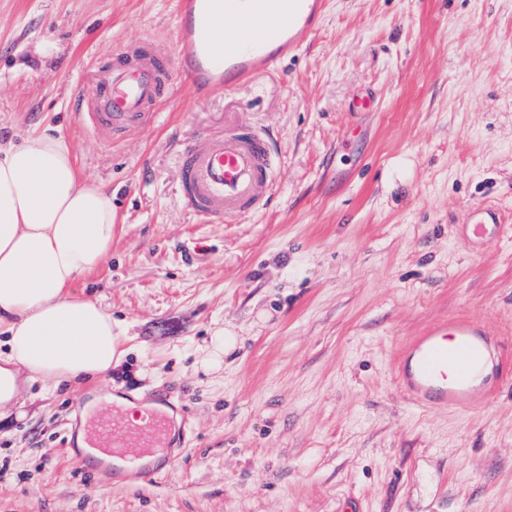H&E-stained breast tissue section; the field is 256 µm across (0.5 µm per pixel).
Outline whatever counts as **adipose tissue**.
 Here are the masks:
<instances>
[{
    "label": "adipose tissue",
    "instance_id": "obj_1",
    "mask_svg": "<svg viewBox=\"0 0 512 512\" xmlns=\"http://www.w3.org/2000/svg\"><path fill=\"white\" fill-rule=\"evenodd\" d=\"M114 223L111 188L82 175L60 134L0 144V406L34 381L121 366L122 328L74 291L107 257Z\"/></svg>",
    "mask_w": 512,
    "mask_h": 512
}]
</instances>
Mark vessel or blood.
Segmentation results:
<instances>
[{
    "label": "vessel or blood",
    "instance_id": "obj_1",
    "mask_svg": "<svg viewBox=\"0 0 512 512\" xmlns=\"http://www.w3.org/2000/svg\"><path fill=\"white\" fill-rule=\"evenodd\" d=\"M327 6V0H179L183 67L203 93L247 84L254 74L275 67L311 39ZM169 94L158 56L145 54L132 61L118 49L106 81L80 119L111 142L131 127L152 121ZM179 153L184 203L201 222L226 223L253 211L274 186L276 152L270 139L252 128L209 134L202 149L182 141ZM502 222L494 206L469 210L463 236L490 240ZM497 347L488 329L456 318L429 328L402 348L397 378L422 405L469 411L492 396ZM171 433L170 419L155 410L138 425L100 411L85 428L89 451L77 464L97 477L101 470L96 453L117 455L150 480L154 474L141 462L168 448Z\"/></svg>",
    "mask_w": 512,
    "mask_h": 512
}]
</instances>
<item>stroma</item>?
<instances>
[{"label": "stroma", "mask_w": 512, "mask_h": 512, "mask_svg": "<svg viewBox=\"0 0 512 512\" xmlns=\"http://www.w3.org/2000/svg\"><path fill=\"white\" fill-rule=\"evenodd\" d=\"M176 2L0 0V142L52 128L111 187L112 249L76 291L127 337L113 379L33 384L0 418V512H512V0H329L296 55L207 96ZM118 48L162 50L177 93L113 145L74 102ZM240 125L274 142L273 193L201 223L177 143ZM482 204L507 221L473 251L457 226ZM455 317L503 356L468 413L412 402L395 371ZM215 336L236 346L212 369ZM105 389L172 410L161 476L76 465L65 434Z\"/></svg>", "instance_id": "1"}]
</instances>
